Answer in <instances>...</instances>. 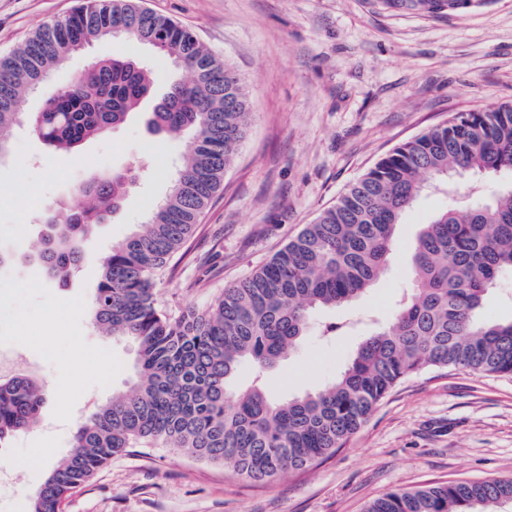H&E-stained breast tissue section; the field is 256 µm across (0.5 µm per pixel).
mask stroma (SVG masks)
<instances>
[{
	"mask_svg": "<svg viewBox=\"0 0 512 512\" xmlns=\"http://www.w3.org/2000/svg\"><path fill=\"white\" fill-rule=\"evenodd\" d=\"M78 0H0V57L39 25L68 15ZM191 28L243 77L249 129L187 243L188 254L156 281L171 315L205 310L296 236L345 188L402 143L459 112L512 105V0H474L437 14L386 9L377 0H144ZM148 60L158 90L173 75L150 46L106 38L73 53L50 77L69 88L94 58ZM135 115L78 152L50 154L27 129L14 133L0 165V245L24 259L0 268V348L23 354L45 385L40 427L26 442L0 445V512H28L50 463L73 449L76 422L130 388L135 346L102 335L88 318L100 279L98 256L139 231L163 199L185 154ZM144 175L110 223L98 227L94 254L66 286L46 282L29 256L39 246L41 205L70 206L75 183L112 169ZM512 175L427 189L395 231L388 269L349 306L319 319H386L409 278V254L423 224L472 195H490ZM24 318L29 335L14 331ZM369 332L359 325L326 341L304 337L268 382L280 398L313 392L340 374ZM109 373L96 369L97 362ZM47 465H28L35 449ZM512 478V377L432 368L399 383L335 454L269 483L183 450L132 448L113 457L61 512H363L392 489Z\"/></svg>",
	"mask_w": 512,
	"mask_h": 512,
	"instance_id": "stroma-1",
	"label": "stroma"
}]
</instances>
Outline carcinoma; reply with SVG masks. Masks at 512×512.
Returning <instances> with one entry per match:
<instances>
[{"mask_svg":"<svg viewBox=\"0 0 512 512\" xmlns=\"http://www.w3.org/2000/svg\"><path fill=\"white\" fill-rule=\"evenodd\" d=\"M471 0H379L415 12L455 11ZM119 29L132 42L156 41L188 79L156 95L151 72L132 57L93 61L67 90H48L25 115L27 94L48 83L71 54ZM154 101L149 126L186 140V160L149 223L97 259L101 276L89 305L93 327L136 345L126 392L77 422L74 450L51 467L31 512H60L76 489L113 456L143 445L181 448L256 482L303 471L344 447L376 406L408 376L433 367L512 376V319L483 316L485 301L512 274V183L456 202L424 225L412 247L413 280L389 320L372 330L345 370L321 389L278 399L267 372L304 336L344 333V320H313L366 292L385 271L394 232L427 185L453 175L512 173V106L460 112L394 148L248 278L224 289L205 311L171 316L154 281L183 249L224 183L244 138L250 101L244 79L187 27L142 0H81L0 58V160L15 126L52 151H72L108 135ZM136 174L101 172L83 182L76 204L43 210L36 262L64 286L90 260L96 226L120 209ZM251 383L233 381L242 364ZM45 385L28 375L0 378V443L39 420ZM512 479L390 490L365 512H501Z\"/></svg>","mask_w":512,"mask_h":512,"instance_id":"carcinoma-1","label":"carcinoma"}]
</instances>
